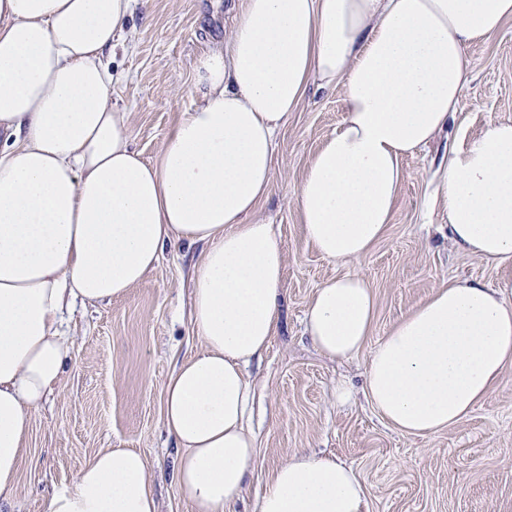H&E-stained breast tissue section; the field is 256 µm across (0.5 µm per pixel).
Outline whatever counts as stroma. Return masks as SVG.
<instances>
[{"mask_svg": "<svg viewBox=\"0 0 512 512\" xmlns=\"http://www.w3.org/2000/svg\"><path fill=\"white\" fill-rule=\"evenodd\" d=\"M237 3L137 0L129 48L112 61V90L130 112L133 145L145 160L156 157L191 106L194 65L228 37ZM468 56L474 78L457 124L471 139L489 123L512 122V20ZM343 99V87L314 89L291 113L278 137L270 192L257 208L286 263L276 331L246 372L256 460L241 499L224 512H256L273 471L300 451L352 465L367 491V512H512V365L466 420L426 437L386 425L364 395L368 351L403 314L448 283L492 287L512 277V268L494 267L450 240L448 212L432 199L440 139L404 161L392 220L365 256L334 262L318 254L304 238L295 196L309 160L342 119ZM200 254L197 246L168 249L126 296L65 313L66 370L33 416L15 496L0 512H44L47 497L107 448L145 455L159 512H192L173 483L177 448L164 427L162 396L174 367L200 347L190 322ZM348 273L369 281L376 320L367 352L332 358L308 336L304 314L322 282ZM340 384L348 390L342 399Z\"/></svg>", "mask_w": 512, "mask_h": 512, "instance_id": "35a3bbf8", "label": "stroma"}]
</instances>
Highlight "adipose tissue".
<instances>
[{
  "label": "adipose tissue",
  "mask_w": 512,
  "mask_h": 512,
  "mask_svg": "<svg viewBox=\"0 0 512 512\" xmlns=\"http://www.w3.org/2000/svg\"><path fill=\"white\" fill-rule=\"evenodd\" d=\"M136 0H0V504L14 495L32 418L68 360L73 303L125 296L161 253L202 246L192 276L201 347L165 385L174 480L194 512H224L255 462L245 370L279 317L284 253L255 217L277 135L309 88L343 84L344 112L310 160L296 204L306 241L354 260L384 235L403 161L454 121L468 49L512 19V0H240L226 42L198 57L194 102L154 161L112 100V56ZM435 176L448 234L512 265V123L451 145ZM376 297L329 279L305 314L315 346L358 355ZM512 365V281L452 282L372 351L366 394L393 429L424 437L466 420ZM355 471L329 456L277 468L259 512H366ZM45 512H157L138 452L96 454Z\"/></svg>",
  "instance_id": "obj_1"
}]
</instances>
